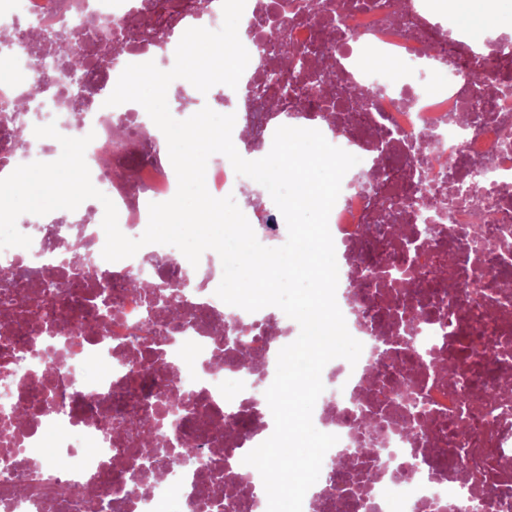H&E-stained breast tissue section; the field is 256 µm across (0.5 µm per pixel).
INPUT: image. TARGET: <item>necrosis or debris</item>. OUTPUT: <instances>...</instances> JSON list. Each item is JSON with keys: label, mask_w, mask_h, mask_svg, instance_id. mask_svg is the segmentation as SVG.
<instances>
[{"label": "necrosis or debris", "mask_w": 512, "mask_h": 512, "mask_svg": "<svg viewBox=\"0 0 512 512\" xmlns=\"http://www.w3.org/2000/svg\"><path fill=\"white\" fill-rule=\"evenodd\" d=\"M0 0V54L15 64L0 83V178L28 163V150L58 156L34 133L55 123L65 136H91L85 151L93 185L134 236L150 203L170 200L178 180L161 135L132 103L85 109L86 98L115 87L133 57L179 43L191 27L223 23L221 0ZM246 0L247 33L264 44L257 71L239 80L233 139L251 132L248 151L293 104L258 103L246 88L280 61V42L314 43L333 19L323 52L336 60L330 93L282 70L304 100L303 118L324 126L346 117L338 146L354 149L372 176L341 186L329 215L343 246L337 304L359 340L357 364L333 360L334 386L313 424L336 435L303 512H512V45L469 49L439 23L437 0ZM71 35L91 73L85 87L52 65L44 35ZM447 85H433V66ZM482 82L471 83L472 70ZM385 90L359 108L345 85ZM488 172L485 193L429 204L431 185L469 184ZM424 169L418 181L416 169ZM102 204L75 215L20 224L29 248L0 250V512H267L259 472L244 456L267 440L274 420L254 387L272 384L276 337L267 318L220 300V276L192 285L193 266L172 246L149 244L117 264L102 256ZM434 220L439 231L427 237ZM445 268L452 288H424L426 271ZM404 273L407 288L390 285ZM171 291L170 310L150 311L133 280ZM112 296L110 319L93 301ZM455 362L460 388L444 372ZM190 392L189 412H162L156 398ZM192 447L194 463L148 460L147 442Z\"/></svg>", "instance_id": "obj_1"}]
</instances>
